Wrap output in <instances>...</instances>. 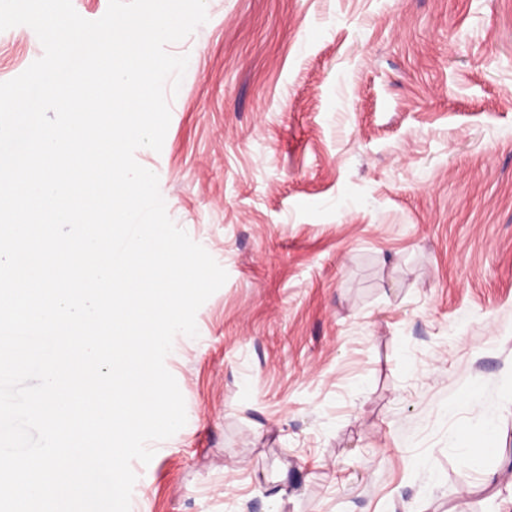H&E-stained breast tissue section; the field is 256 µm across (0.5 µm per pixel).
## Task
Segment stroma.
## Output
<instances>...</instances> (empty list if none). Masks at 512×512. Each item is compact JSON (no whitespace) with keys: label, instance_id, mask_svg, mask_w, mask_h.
<instances>
[{"label":"stroma","instance_id":"obj_1","mask_svg":"<svg viewBox=\"0 0 512 512\" xmlns=\"http://www.w3.org/2000/svg\"><path fill=\"white\" fill-rule=\"evenodd\" d=\"M206 7L135 158L228 279L131 512H512V0ZM42 54L0 32V82Z\"/></svg>","mask_w":512,"mask_h":512}]
</instances>
